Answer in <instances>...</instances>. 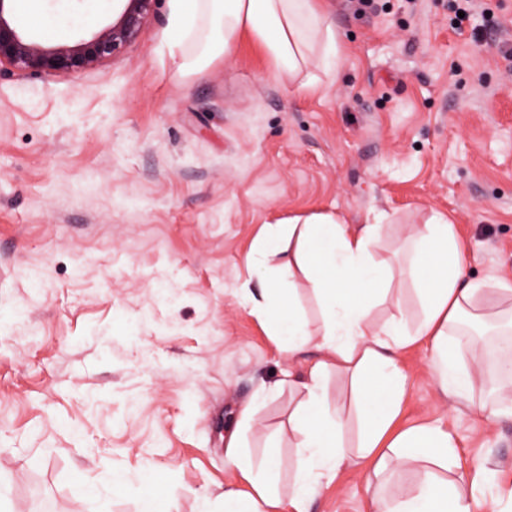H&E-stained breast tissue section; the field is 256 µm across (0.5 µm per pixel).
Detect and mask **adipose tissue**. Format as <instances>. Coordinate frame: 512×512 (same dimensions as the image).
Returning a JSON list of instances; mask_svg holds the SVG:
<instances>
[{
    "label": "adipose tissue",
    "instance_id": "obj_1",
    "mask_svg": "<svg viewBox=\"0 0 512 512\" xmlns=\"http://www.w3.org/2000/svg\"><path fill=\"white\" fill-rule=\"evenodd\" d=\"M177 36L169 44L182 68L196 67L211 53L242 38L256 42L272 61L275 76L295 79L319 59L324 71L337 65L336 34L325 0H173ZM376 224H348L334 214H315L303 223L264 225L249 257L259 291L249 294L253 310L271 323L278 350L299 356L315 349L297 385L302 399L288 417L300 450L288 498L278 490V462H253L239 431L224 439L226 463L250 485L248 498L236 488L224 493V512H309L321 481L370 460L376 472L388 467L415 468L418 482L399 487L390 498L371 496L373 512H476L479 502L447 471L457 458V444L442 425L423 422L397 428L406 399V373L399 354L430 343L428 372L440 396L469 401L470 369L460 367L451 339L463 319H496L508 314L512 327V283L496 277L470 281L462 245L447 215L434 213L413 225L408 241L409 275L416 286L420 313L415 326L398 315L382 327L372 309L392 297L393 268L371 250ZM287 254L286 268L298 269L312 285L321 314L311 330L286 290L270 257ZM351 384L354 412L331 403L325 393L330 372ZM359 423L356 448L344 435Z\"/></svg>",
    "mask_w": 512,
    "mask_h": 512
}]
</instances>
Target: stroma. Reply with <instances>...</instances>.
<instances>
[{"label":"stroma","mask_w":512,"mask_h":512,"mask_svg":"<svg viewBox=\"0 0 512 512\" xmlns=\"http://www.w3.org/2000/svg\"><path fill=\"white\" fill-rule=\"evenodd\" d=\"M454 27L448 0H331L336 72L272 75L248 40L190 73L168 52L170 0L98 69H0V493L10 512H150L137 490L100 504L87 483L152 472L168 512H224V434L245 405L253 459L280 493L298 461L277 389L304 362L278 352L241 292L262 225L333 212L380 223L373 248L408 260L412 225L447 215L469 278L512 279V0ZM25 35L91 38L122 0H39ZM428 345L403 356L399 423L441 422L452 472L481 474L482 512H512V415L444 404ZM413 469L371 465L320 485L310 512H370Z\"/></svg>","instance_id":"35a3bbf8"}]
</instances>
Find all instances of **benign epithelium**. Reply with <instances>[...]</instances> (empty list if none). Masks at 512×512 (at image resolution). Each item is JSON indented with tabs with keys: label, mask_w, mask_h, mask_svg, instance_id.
<instances>
[{
	"label": "benign epithelium",
	"mask_w": 512,
	"mask_h": 512,
	"mask_svg": "<svg viewBox=\"0 0 512 512\" xmlns=\"http://www.w3.org/2000/svg\"><path fill=\"white\" fill-rule=\"evenodd\" d=\"M13 0H0V68L65 76L99 67L130 43L146 22L155 0H123V11L112 24L89 40L45 46L21 34L9 14Z\"/></svg>",
	"instance_id": "obj_1"
}]
</instances>
